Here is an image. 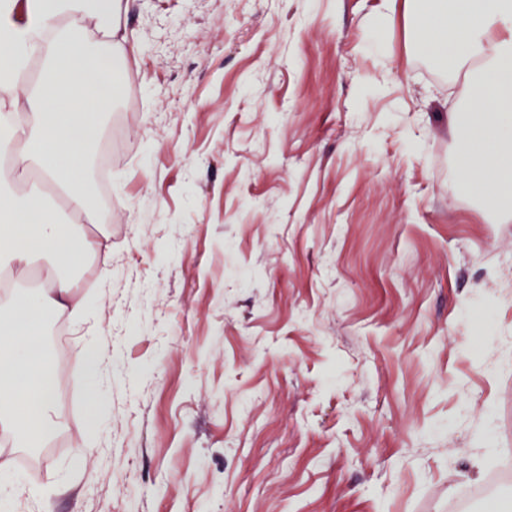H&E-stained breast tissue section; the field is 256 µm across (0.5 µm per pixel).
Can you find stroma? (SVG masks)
<instances>
[{
  "mask_svg": "<svg viewBox=\"0 0 512 512\" xmlns=\"http://www.w3.org/2000/svg\"><path fill=\"white\" fill-rule=\"evenodd\" d=\"M130 78L43 335L68 401L11 512H448L512 460V223L459 186L470 98L387 0H119ZM88 342L112 351L89 429Z\"/></svg>",
  "mask_w": 512,
  "mask_h": 512,
  "instance_id": "stroma-1",
  "label": "stroma"
}]
</instances>
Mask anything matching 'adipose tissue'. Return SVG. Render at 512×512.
Masks as SVG:
<instances>
[{"instance_id":"ef3b65f1","label":"adipose tissue","mask_w":512,"mask_h":512,"mask_svg":"<svg viewBox=\"0 0 512 512\" xmlns=\"http://www.w3.org/2000/svg\"><path fill=\"white\" fill-rule=\"evenodd\" d=\"M15 0H0V104L14 106L11 121L22 136L0 132V268L32 266L49 258L72 265L92 251L63 215L87 211L84 186L102 117L123 92L112 75L109 53L91 47L90 15L111 22L113 0H26L31 17L16 27L7 17ZM416 40L451 75L467 72L473 100L448 123L461 155L463 190L494 176L491 201L512 221V0H403ZM44 75L35 85L19 82L30 58ZM39 172L56 186L59 202L39 190L17 192L12 178ZM67 279L55 278L25 297L0 296V429L16 441L35 444L50 431L56 376L41 329L55 314L80 313ZM87 383L83 402L90 426L104 416L99 392L103 353L97 345L79 352Z\"/></svg>"}]
</instances>
